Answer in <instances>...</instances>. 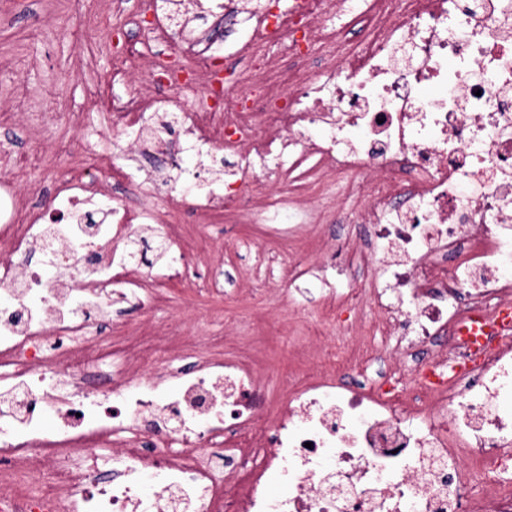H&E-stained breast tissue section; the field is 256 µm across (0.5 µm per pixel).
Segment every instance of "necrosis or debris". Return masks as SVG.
Wrapping results in <instances>:
<instances>
[{"instance_id":"obj_1","label":"necrosis or debris","mask_w":512,"mask_h":512,"mask_svg":"<svg viewBox=\"0 0 512 512\" xmlns=\"http://www.w3.org/2000/svg\"><path fill=\"white\" fill-rule=\"evenodd\" d=\"M239 4L210 0L181 50L143 60L112 123L141 143L165 104L188 149L236 159L234 184L192 200L206 221L301 235L309 210L272 190L310 169L361 229L336 264L279 277L318 279L347 326L370 305L381 344L327 343L273 406L223 337L92 335L100 302L164 303L170 270L129 247L157 213L113 206L79 167L49 224L1 178L0 512H512V336L475 354L457 334L512 306V0H291L250 16L234 78L211 31Z\"/></svg>"}]
</instances>
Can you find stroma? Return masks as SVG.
Here are the masks:
<instances>
[{"label": "stroma", "mask_w": 512, "mask_h": 512, "mask_svg": "<svg viewBox=\"0 0 512 512\" xmlns=\"http://www.w3.org/2000/svg\"><path fill=\"white\" fill-rule=\"evenodd\" d=\"M128 8L127 0H88L82 7L75 0H0V60L19 65L15 71H0V99L25 90L34 96L33 111L86 114L80 127L62 120L40 131L23 121L0 127V156L18 162L33 152L41 157L38 168L18 171L15 176L18 192L34 205H42L56 184L77 167L87 141L121 135L107 112L85 111L84 101L88 88H95L105 101L117 90L112 82L117 56L112 40L118 27L124 26ZM47 85L58 90V102L39 98V90ZM61 140L71 142L70 154L57 153L55 144ZM342 221L341 215L328 211L306 233L289 241L269 238L252 218L231 216L226 222L210 224L207 232L213 251L190 256L179 269L200 279L218 277V288L198 292L175 279L167 289L166 303L151 313L127 303L115 304L97 325L132 331L146 321L161 329L177 321L204 336H223L225 354L250 347L267 375L270 400H278L289 380L303 379L315 365L314 360L295 355L294 337L316 323L323 324L328 335H335L336 322L322 315L316 299H309L300 309L288 294H261L266 271L257 261L269 251L322 262V244L344 234Z\"/></svg>", "instance_id": "1"}]
</instances>
